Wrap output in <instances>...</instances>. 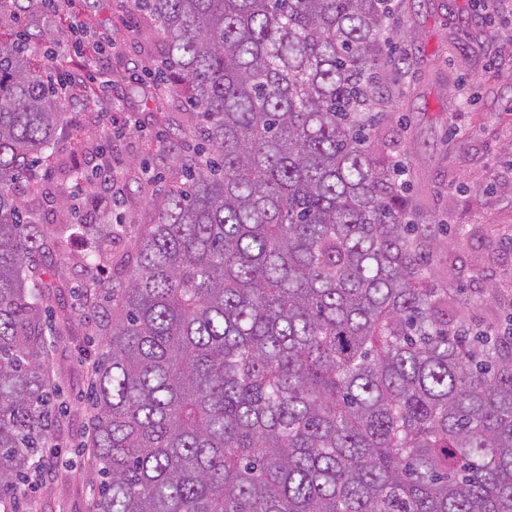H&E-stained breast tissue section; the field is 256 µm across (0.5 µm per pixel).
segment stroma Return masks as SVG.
Masks as SVG:
<instances>
[{"label": "stroma", "mask_w": 512, "mask_h": 512, "mask_svg": "<svg viewBox=\"0 0 512 512\" xmlns=\"http://www.w3.org/2000/svg\"><path fill=\"white\" fill-rule=\"evenodd\" d=\"M90 15L88 38L111 37L112 140L98 135L103 124L98 107L73 102L53 157L78 158L90 168L99 160L112 166L123 191L86 187L75 205L59 204L56 177L26 192L38 223L94 224L110 210L111 247L105 265L110 278L122 276L134 256L136 240L156 219V201L177 177L173 160L182 145L194 144L184 96L163 91L143 98L140 79L160 69L161 48L151 28L131 16L127 0H75ZM398 18L395 42L399 63L387 69L388 116L379 128L398 166V182L412 205L417 224H445L469 230L463 245L440 254L435 267L451 272V287L463 296L481 293L486 281L501 284L499 300L486 307L487 319L512 314V43L504 35L512 20L493 18L479 0H392ZM64 12L30 0L23 15L0 7V49L20 31L33 38L28 56L34 65L47 57L79 62L74 33ZM80 241L70 239L54 270L63 286L52 302L55 313L43 334L56 393L51 401L53 426L39 481L22 486L16 496L32 512H95L98 478L85 442L91 428L88 401L90 364L106 347L111 328L110 293L94 286L95 275L75 262ZM481 268L483 279L472 277Z\"/></svg>", "instance_id": "obj_1"}]
</instances>
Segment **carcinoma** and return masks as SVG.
<instances>
[{
    "mask_svg": "<svg viewBox=\"0 0 512 512\" xmlns=\"http://www.w3.org/2000/svg\"><path fill=\"white\" fill-rule=\"evenodd\" d=\"M130 3L203 121L111 287L96 512H512V335L435 281L376 133L391 0ZM70 102L0 49V498L51 425L41 263L72 226L19 176Z\"/></svg>",
    "mask_w": 512,
    "mask_h": 512,
    "instance_id": "cac0c4a2",
    "label": "carcinoma"
}]
</instances>
